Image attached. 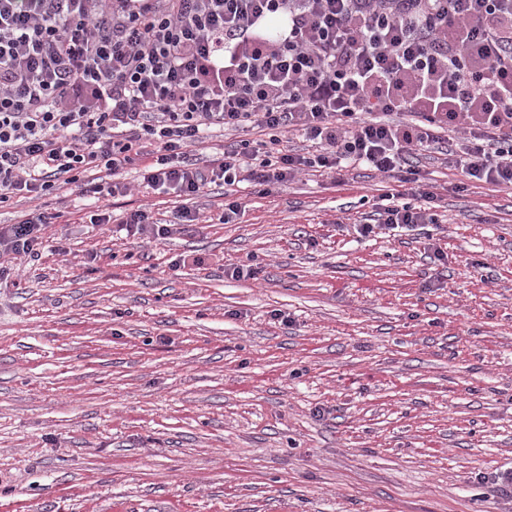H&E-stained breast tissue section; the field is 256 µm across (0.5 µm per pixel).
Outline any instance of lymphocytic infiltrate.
Wrapping results in <instances>:
<instances>
[{"instance_id": "lymphocytic-infiltrate-1", "label": "lymphocytic infiltrate", "mask_w": 512, "mask_h": 512, "mask_svg": "<svg viewBox=\"0 0 512 512\" xmlns=\"http://www.w3.org/2000/svg\"><path fill=\"white\" fill-rule=\"evenodd\" d=\"M213 126L265 137L197 165ZM452 131L449 166L512 185V0H0V205L94 170L194 198L353 162L397 184L366 236L438 223L411 158ZM52 220L1 225L0 256L37 257Z\"/></svg>"}]
</instances>
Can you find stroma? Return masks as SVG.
<instances>
[{"label": "stroma", "mask_w": 512, "mask_h": 512, "mask_svg": "<svg viewBox=\"0 0 512 512\" xmlns=\"http://www.w3.org/2000/svg\"><path fill=\"white\" fill-rule=\"evenodd\" d=\"M414 162L442 223L367 237L392 183L357 164L228 224L131 169L1 206L59 217L0 277V512H512V186ZM102 206L198 219L123 240Z\"/></svg>", "instance_id": "35a3bbf8"}]
</instances>
